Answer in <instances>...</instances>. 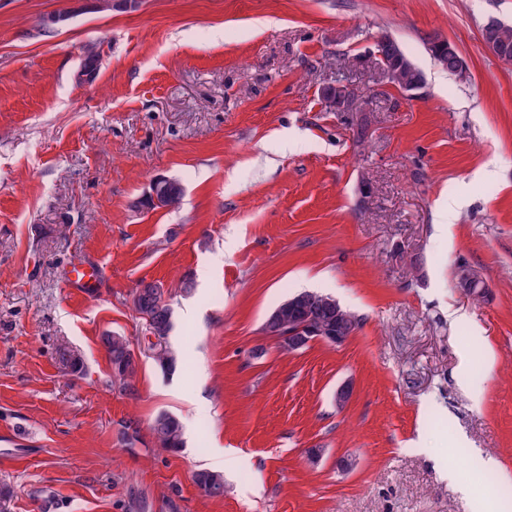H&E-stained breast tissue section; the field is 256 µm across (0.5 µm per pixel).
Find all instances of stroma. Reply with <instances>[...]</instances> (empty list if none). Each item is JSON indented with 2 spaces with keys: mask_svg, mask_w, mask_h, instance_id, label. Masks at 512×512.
Masks as SVG:
<instances>
[{
  "mask_svg": "<svg viewBox=\"0 0 512 512\" xmlns=\"http://www.w3.org/2000/svg\"><path fill=\"white\" fill-rule=\"evenodd\" d=\"M66 2L0 0V512H135L132 487L147 512H512V64L482 39L512 0H137L47 25ZM382 32L416 96L366 59ZM339 74L347 112L319 95ZM162 176L179 207L141 206ZM76 260L97 287L64 282ZM142 280L172 293L177 368L141 358L130 395L100 338L143 337ZM304 290L360 328L283 351L263 325ZM162 412L180 451L153 443ZM219 454L211 498L194 475ZM378 41L387 40L394 54L400 62V67L397 75V82L401 84H412L416 81L423 82L422 72L413 64V62L406 56L396 41L388 35H381ZM150 430L156 447L173 452L183 448L182 425L172 414L159 413Z\"/></svg>",
  "mask_w": 512,
  "mask_h": 512,
  "instance_id": "35a3bbf8",
  "label": "stroma"
}]
</instances>
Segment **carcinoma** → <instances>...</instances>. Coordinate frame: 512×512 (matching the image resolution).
<instances>
[{
  "mask_svg": "<svg viewBox=\"0 0 512 512\" xmlns=\"http://www.w3.org/2000/svg\"><path fill=\"white\" fill-rule=\"evenodd\" d=\"M484 42L491 44L494 53L512 58V26L498 23L495 27L488 25L482 29ZM379 39L388 41L394 54L400 62L397 82L411 84L423 80L422 72L406 56L396 41L388 35H381ZM429 51L434 59L441 63L448 71L455 68V59L448 50L436 43H429ZM163 179L157 178L152 182L150 193L146 198L152 207H172L177 205L182 196L181 184L173 180L174 189L166 191L160 188ZM170 292L163 284L157 282H143L132 293V305L144 321L145 331L143 344L134 347L128 338L104 333L100 342L108 354L112 366V382L119 385L121 390L130 394L135 392V380L139 368V357L142 354L153 359L159 369L169 374L175 370L176 357L168 347L167 338L172 328V312L170 308ZM306 308V313L315 319L316 328L321 335H327L336 330V321H349L353 328L360 327L358 317L343 308L332 297L315 292L303 291L290 297L278 306L273 314L281 320L294 316L298 308ZM151 435L155 446L168 451L176 452L183 447L182 425L173 415L162 412L156 416L151 425ZM195 483L209 497L224 495V478L222 475L200 470L195 474Z\"/></svg>",
  "mask_w": 512,
  "mask_h": 512,
  "instance_id": "cac0c4a2",
  "label": "carcinoma"
}]
</instances>
